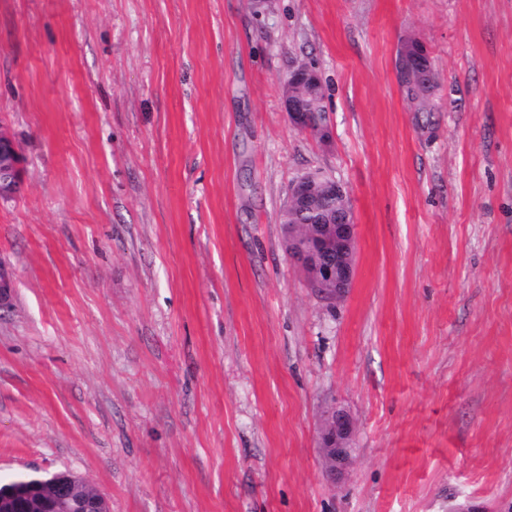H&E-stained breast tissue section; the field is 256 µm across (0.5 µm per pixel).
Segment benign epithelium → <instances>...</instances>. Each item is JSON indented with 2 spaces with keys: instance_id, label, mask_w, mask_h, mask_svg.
<instances>
[{
  "instance_id": "benign-epithelium-1",
  "label": "benign epithelium",
  "mask_w": 512,
  "mask_h": 512,
  "mask_svg": "<svg viewBox=\"0 0 512 512\" xmlns=\"http://www.w3.org/2000/svg\"><path fill=\"white\" fill-rule=\"evenodd\" d=\"M431 57L426 47L417 42L411 50L397 57V70L405 78L404 90L420 95ZM289 85L320 83L318 72L310 64H297L288 77ZM288 121L298 131L310 133L321 140L330 137L327 124L312 126L305 105L288 94L282 96ZM21 156L13 138L0 128V198L8 199L21 187ZM321 186L323 195L336 199L333 211L317 208L314 192ZM287 207L312 217L309 231L303 238L288 231V257L300 269L305 284L327 302L342 299L351 288L355 276L357 224L345 186L321 173H309L294 180L288 189ZM355 423L343 409L333 407L326 414L318 447L324 462L325 476L331 483L340 481L352 466L351 439ZM84 480L72 472L53 473L45 496L33 484L0 485V512H111L108 499L93 490L78 495Z\"/></svg>"
}]
</instances>
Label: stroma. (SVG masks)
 <instances>
[{"instance_id":"1","label":"stroma","mask_w":512,"mask_h":512,"mask_svg":"<svg viewBox=\"0 0 512 512\" xmlns=\"http://www.w3.org/2000/svg\"><path fill=\"white\" fill-rule=\"evenodd\" d=\"M300 61L330 143L282 109ZM0 127V479L72 471L112 512H512V0H0ZM310 172L358 226L333 304L283 246ZM431 57L426 47L419 41L410 52L402 50L397 57V71H401L405 78L403 89L409 91L413 97L420 96V88L424 84L425 74L430 66ZM21 156L13 138L0 128V198L8 199L21 187ZM321 428L318 447L321 450L326 478L339 482L352 466L351 439L355 423L341 408L333 407L326 414Z\"/></svg>"}]
</instances>
